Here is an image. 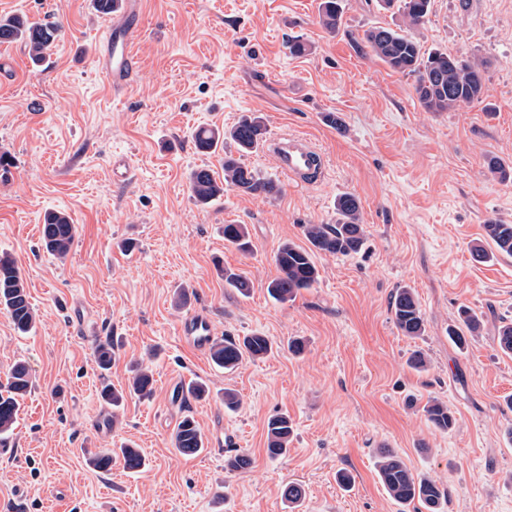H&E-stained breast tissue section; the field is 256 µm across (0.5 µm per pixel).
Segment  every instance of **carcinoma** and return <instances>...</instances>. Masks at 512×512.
<instances>
[{"label": "carcinoma", "mask_w": 512, "mask_h": 512, "mask_svg": "<svg viewBox=\"0 0 512 512\" xmlns=\"http://www.w3.org/2000/svg\"><path fill=\"white\" fill-rule=\"evenodd\" d=\"M382 7H397L402 17L398 29L372 27L365 31L363 41L369 51L397 73L415 79V94L420 107L426 112H453L464 105L479 103L484 96L485 63L460 59L446 52L422 50L415 32L428 21L432 0H381ZM321 25L334 31L342 24L341 0H322L319 11ZM60 27L55 22H37L12 16L0 18V44L21 42L33 62H40L59 38ZM266 129L261 117L252 113L242 116L232 127L201 128L194 135V145L202 153H214L229 141L235 152H224L223 175H217L207 167L191 171L189 183L195 200L207 205L232 190L239 194L275 197L280 194L279 184L261 176L246 166L242 157L262 149ZM304 236L310 244L305 249L292 242L282 244L275 255L279 275L267 284L271 298L284 302L302 290L311 287L318 279L314 262L317 252L349 256L361 251L365 238L361 224L359 199L343 194L336 200V223L306 224ZM77 235V226L69 216L59 211H49L44 216L41 240L45 249L55 257L68 256ZM485 240L501 254L512 256V224L491 221L484 225ZM224 241L241 251L250 249L249 234L244 224L224 225ZM224 283L240 295L250 292L251 284L242 274L230 268L222 269ZM0 308L5 310L15 328L21 333L30 332L35 325V313L28 299L22 275L14 260L7 254L0 255ZM394 322L405 336L415 339L423 335L424 317L414 291L401 287L395 291L391 303ZM482 321L471 309L463 307L459 312L458 325L448 328V336L462 346L467 338L480 335ZM497 344L505 354H512V323L502 324L497 331ZM273 353L272 341L262 334L243 338L226 336L210 350L212 361L226 370L236 369L246 359H262ZM97 368L106 372L112 367L114 347L112 337L96 342L93 350ZM154 376L147 368L134 370L127 388L117 389L103 382L100 396L114 408L122 405L126 395L149 397L153 394ZM31 388L28 367L16 363L9 372L4 392H0V439L14 430L19 401ZM425 413L433 426L443 432L456 425L454 412L448 405L431 400ZM293 422L286 413L272 417L267 423L268 456L277 458L288 452ZM174 448L185 456L196 455L205 448L204 437L190 415L183 416L174 433ZM119 458L123 468L137 473L145 466L141 450L126 445L117 450L105 448L90 458V464L102 471L112 468V461ZM378 476L393 500L403 508L414 502L424 504L428 512H440L445 492L431 477L415 474L397 455L383 450L377 462Z\"/></svg>", "instance_id": "obj_1"}]
</instances>
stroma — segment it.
<instances>
[{"label":"stroma","mask_w":512,"mask_h":512,"mask_svg":"<svg viewBox=\"0 0 512 512\" xmlns=\"http://www.w3.org/2000/svg\"><path fill=\"white\" fill-rule=\"evenodd\" d=\"M132 32L136 74L114 91L91 62L113 18L92 0H0V17L57 22L60 37L41 65L22 43L0 45V254L19 268L36 324L19 333L0 309V384L13 364L33 387L0 453V512H399L381 484L380 448L443 485L442 512H512V356L497 345L512 322V256L476 262L471 247L486 220L512 223V0H433L419 33L424 49L485 62L482 102L427 112L414 80L367 52L365 30L397 27L377 0H344L341 28L319 23L321 0H139ZM307 45L305 54L289 50ZM261 116L268 135L309 137L325 176L299 185L265 151L247 166L280 183L279 196L234 191L195 202L188 176L220 170L223 152L196 150L199 126L224 128ZM338 113L344 130L328 125ZM129 162L118 179L115 157ZM361 204L365 244L351 256L318 253L319 278L295 299L266 290L285 242L305 245L302 227L336 221V199ZM78 227L67 259L40 239L46 211ZM246 225L252 249L227 245L223 227ZM230 267L252 283L248 296L225 285ZM414 290L423 336L397 329L391 301ZM189 302L172 304L176 289ZM483 319L465 347L448 339L460 306ZM206 313L216 336L259 333L272 355L228 372L192 349L181 325ZM112 337L115 357L100 374L94 342ZM303 339L302 354L289 352ZM422 351L426 371L407 360ZM154 375V394L112 409L102 383L126 384L134 363ZM210 397L181 399L190 382ZM242 401L225 410L222 394ZM438 399L457 424L442 432L423 407ZM288 414L285 456L269 457L267 422ZM192 415L204 438L193 457L172 446ZM136 445L146 458L132 474L121 463H89L103 448ZM248 454L243 471L228 456ZM354 478L342 487L338 471ZM305 497L289 510L286 483Z\"/></svg>","instance_id":"1"}]
</instances>
